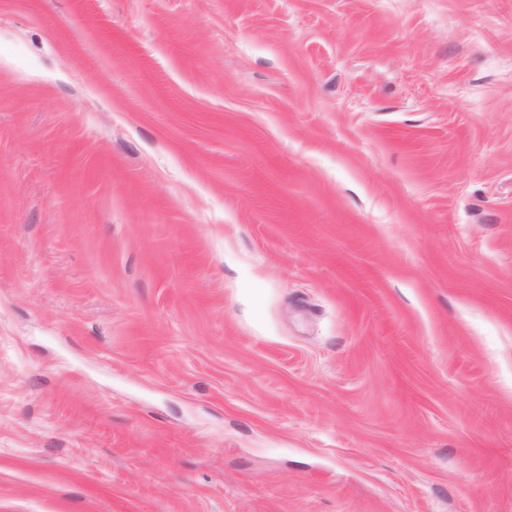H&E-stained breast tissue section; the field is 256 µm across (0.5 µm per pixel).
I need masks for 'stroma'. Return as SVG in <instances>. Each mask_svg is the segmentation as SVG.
Returning a JSON list of instances; mask_svg holds the SVG:
<instances>
[{
	"mask_svg": "<svg viewBox=\"0 0 512 512\" xmlns=\"http://www.w3.org/2000/svg\"><path fill=\"white\" fill-rule=\"evenodd\" d=\"M0 512H512V0H0Z\"/></svg>",
	"mask_w": 512,
	"mask_h": 512,
	"instance_id": "35a3bbf8",
	"label": "stroma"
}]
</instances>
